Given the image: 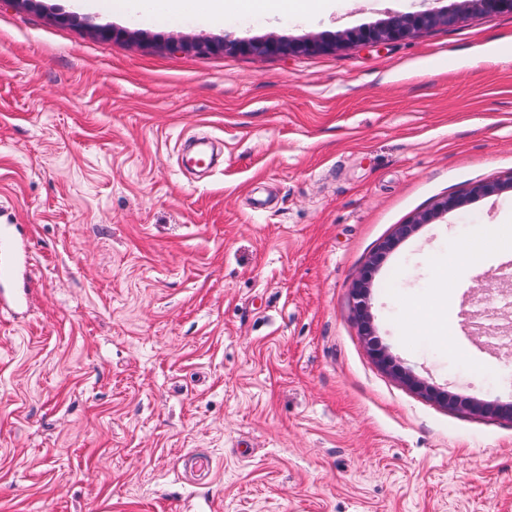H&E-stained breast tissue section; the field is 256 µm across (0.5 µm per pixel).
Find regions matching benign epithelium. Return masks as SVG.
<instances>
[{"label":"benign epithelium","instance_id":"benign-epithelium-1","mask_svg":"<svg viewBox=\"0 0 512 512\" xmlns=\"http://www.w3.org/2000/svg\"><path fill=\"white\" fill-rule=\"evenodd\" d=\"M457 6L443 11H423L412 15L392 16L385 21L360 27L342 33L299 40L248 39L204 41L188 46L177 43L174 49L186 47L199 53H218L232 51L242 55L264 57L270 55H312L336 50L344 45H389L405 40L414 33L432 27H455L463 15L470 11L484 14H512V0H456ZM504 189H512V178L506 182H479L471 186L461 196L446 197L438 200L429 211L415 216L405 224H399L390 238L384 241L368 259L363 273L356 282L353 296L356 300L355 311L370 356L386 373L397 378L412 390L450 408L469 410L485 416L512 420V402L484 403L459 395L450 394L428 385L397 363L375 334L372 317L368 311L367 296L371 284L372 271L380 264L383 254L404 238L412 235L422 224H428L443 214L462 206L470 198L485 196Z\"/></svg>","mask_w":512,"mask_h":512}]
</instances>
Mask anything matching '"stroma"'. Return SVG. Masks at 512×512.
I'll use <instances>...</instances> for the list:
<instances>
[{"mask_svg":"<svg viewBox=\"0 0 512 512\" xmlns=\"http://www.w3.org/2000/svg\"><path fill=\"white\" fill-rule=\"evenodd\" d=\"M454 5L76 26L69 0L0 6V224L20 226L31 285L26 310L0 309V512H512V421L379 368L353 300L396 225L512 177V15L380 49L170 48ZM494 225L512 237V190L417 228L368 305L418 378L512 402V264L444 269ZM442 306L449 341L408 335Z\"/></svg>","mask_w":512,"mask_h":512,"instance_id":"35a3bbf8","label":"stroma"}]
</instances>
